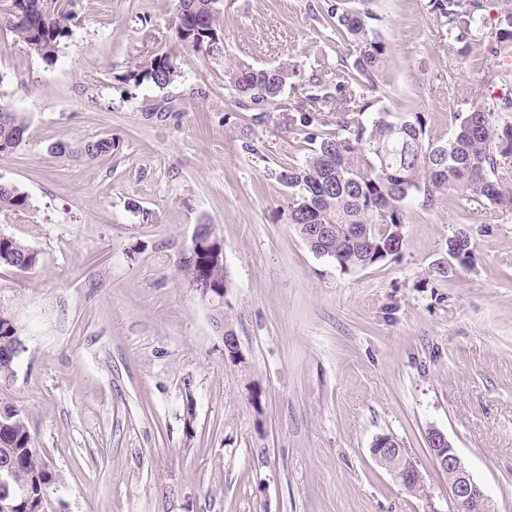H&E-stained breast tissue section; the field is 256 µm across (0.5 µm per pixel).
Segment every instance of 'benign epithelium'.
<instances>
[{
	"instance_id": "obj_1",
	"label": "benign epithelium",
	"mask_w": 512,
	"mask_h": 512,
	"mask_svg": "<svg viewBox=\"0 0 512 512\" xmlns=\"http://www.w3.org/2000/svg\"><path fill=\"white\" fill-rule=\"evenodd\" d=\"M427 444L436 468L448 476V499L453 504L452 512H490L489 498L471 472L465 460L437 428L427 433ZM374 459L397 473L404 487H409L418 477L416 464L405 458L399 443L389 435H382L373 443Z\"/></svg>"
}]
</instances>
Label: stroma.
<instances>
[{"label":"stroma","mask_w":512,"mask_h":512,"mask_svg":"<svg viewBox=\"0 0 512 512\" xmlns=\"http://www.w3.org/2000/svg\"><path fill=\"white\" fill-rule=\"evenodd\" d=\"M175 3L76 0L51 62L0 30V107L27 127L0 153V183L29 202L0 209V234L40 254L27 271L0 266V315L21 341L0 404L23 410L60 476L48 512H449L432 427L494 512H512V212L417 193L398 257L343 271L316 256L271 176L303 159L282 118L307 101L289 87L281 111H239L224 68L289 62L306 76L345 45L318 0H223V55L179 50ZM427 3L375 0L392 57L374 99L394 118L424 113L445 139L481 91L512 92V61L487 30L467 58L449 55ZM170 49L172 85L128 81ZM102 137L115 146L93 159L57 150ZM200 224L224 242L240 364L176 270ZM462 227L472 260L439 273ZM384 434L423 492L372 457Z\"/></svg>","instance_id":"stroma-1"}]
</instances>
